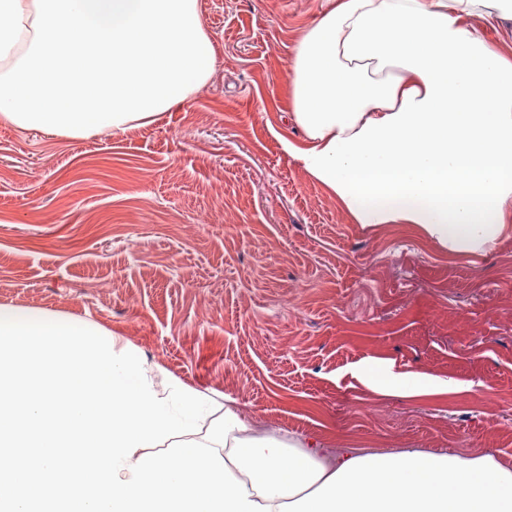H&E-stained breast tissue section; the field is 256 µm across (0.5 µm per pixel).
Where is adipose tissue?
<instances>
[{
	"instance_id": "ef3b65f1",
	"label": "adipose tissue",
	"mask_w": 512,
	"mask_h": 512,
	"mask_svg": "<svg viewBox=\"0 0 512 512\" xmlns=\"http://www.w3.org/2000/svg\"><path fill=\"white\" fill-rule=\"evenodd\" d=\"M512 0H327L289 60L294 155L357 223L413 224L484 253L512 201V60L467 20ZM216 64L198 0H0V120L66 138L146 126ZM381 394L433 385L383 363ZM447 390V382L435 383ZM202 423L253 501L272 512H512V466L489 453L369 452L263 434L235 400Z\"/></svg>"
}]
</instances>
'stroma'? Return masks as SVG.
Returning a JSON list of instances; mask_svg holds the SVG:
<instances>
[{"mask_svg":"<svg viewBox=\"0 0 512 512\" xmlns=\"http://www.w3.org/2000/svg\"><path fill=\"white\" fill-rule=\"evenodd\" d=\"M325 2L199 0L214 73L153 125L0 122V307L97 322L271 435L512 465V227L464 258L357 224L282 147L305 141L288 64ZM377 360L453 389L378 394Z\"/></svg>","mask_w":512,"mask_h":512,"instance_id":"35a3bbf8","label":"stroma"}]
</instances>
